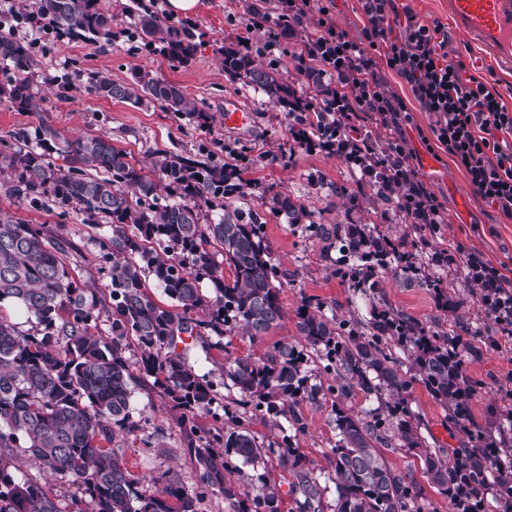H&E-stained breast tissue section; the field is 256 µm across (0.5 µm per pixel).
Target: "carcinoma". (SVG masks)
<instances>
[{
	"label": "carcinoma",
	"mask_w": 512,
	"mask_h": 512,
	"mask_svg": "<svg viewBox=\"0 0 512 512\" xmlns=\"http://www.w3.org/2000/svg\"><path fill=\"white\" fill-rule=\"evenodd\" d=\"M32 8L59 32L92 42L109 39V20L97 0H34ZM144 46L170 62L188 64L196 52L192 29L146 10L136 28ZM224 74L263 91L284 111L299 105L293 88L274 67H264L232 45L217 48ZM0 60L13 68L0 84L4 98L22 112L34 108L30 45L0 36ZM78 81L90 92L122 102L146 99L204 123L210 116L175 83L138 71L130 81L92 72ZM6 192L27 207L50 202L74 211L87 224L107 225L97 241L107 267L109 301L81 279L65 241L44 225L0 213V305L27 315L29 327L0 312V512H202L212 494L224 495L228 512H281L276 483L261 475L245 480L242 466L277 461L292 481L296 512H324V489L295 435L306 424L295 407L336 398V445L329 464L336 499L333 512H430L412 470L390 466L384 452L418 457L422 474L448 499L450 512H512V476L488 482L483 448L512 450V433L491 435L465 428L469 448H434L415 422L407 396L416 382L454 423L470 421L473 381L458 356L459 335L432 331L411 316L377 304L381 239L358 224L336 226V275L356 283L370 309L363 320L328 317L305 301L296 313L299 341L275 342L261 357L233 356L224 336L236 329L252 339L285 319L283 274L265 235L267 217L301 224L305 208L284 192L271 194L265 211L232 205L227 187L241 173L212 162L155 152L147 166L112 145L106 135L67 139L46 123L21 127L0 141V176ZM231 275H224V269ZM208 283L212 295L202 292ZM170 300L160 305L156 294ZM205 330L224 351L218 380L188 364L189 343ZM139 353L127 356L130 347ZM322 360L333 383H309L308 364ZM179 412L199 481L187 491L170 479L154 492L138 490L118 438L138 429L130 410L135 373ZM235 388L242 410L223 405L221 390ZM361 393V411L344 402ZM224 409L228 426L203 430L197 416ZM289 416L294 435L258 442L256 418L279 426ZM44 473L74 486V508L62 506L41 484L18 477L16 449ZM88 505L83 509L80 504Z\"/></svg>",
	"instance_id": "carcinoma-1"
}]
</instances>
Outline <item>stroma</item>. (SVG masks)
<instances>
[{
    "instance_id": "35a3bbf8",
    "label": "stroma",
    "mask_w": 512,
    "mask_h": 512,
    "mask_svg": "<svg viewBox=\"0 0 512 512\" xmlns=\"http://www.w3.org/2000/svg\"><path fill=\"white\" fill-rule=\"evenodd\" d=\"M405 2L423 23L440 21L448 32L450 55L465 63L468 75L495 84L506 105L512 107V70L501 67L454 27L448 16V0ZM252 3L267 13L276 7L275 0H201L200 11L191 18L197 54L188 65L174 68L166 58L146 50L132 36L143 7L152 4L162 12L166 9L164 0H99L102 10L112 18L111 41L65 40L49 43L47 51L36 52L37 64L31 80L37 109L19 112L7 101H0V138H8L16 128L34 127L44 121L67 137L107 135L115 147L129 152L141 165L148 164L151 153L157 151L195 160L208 158L241 170L249 183L242 208L261 209L269 189L274 188L303 204L314 223L329 228L359 224L395 243L412 238V228L373 191L352 194L349 173L335 156L318 147L306 150L295 144L288 131L287 112L274 106L261 90L225 76L217 47L240 44L247 36L252 42L251 55L258 64L279 68L298 95L315 94L312 84L299 74L292 54L301 37L316 34L319 13L308 14L296 36L280 38L278 49L270 51L266 48L267 31L249 34L241 26V18ZM139 69L182 87L199 108L208 112V126L199 128L193 120L175 116L156 102L135 106L83 89L66 92L58 84L63 75L77 71H100L124 80ZM387 78L410 110L406 135L415 153L413 163L418 174L448 211L443 232L428 236L427 253L441 251L454 241L465 252L481 254L512 280V221L472 192L467 173L455 164L444 147L433 139L422 141L421 134L429 129L430 116L420 110L401 77L391 72ZM229 98L237 99L251 113L250 127H225L224 102ZM0 212L44 225L48 233L62 234L70 243L73 258L85 257L90 261L82 272L84 280L92 287L104 285L105 274L93 258L98 253V239L109 235V227L86 224L82 216L62 213L55 207L31 209L18 205L1 180ZM265 234L273 259L285 275L280 300L287 317L258 341L237 331L231 333L232 345L226 352L216 347L213 333H204L187 354L199 374L210 375L217 363L223 362L225 353L259 357L273 342L294 339L296 311L303 299L321 303L328 315L367 313L357 303L351 283L334 275L335 249L327 247L320 238L307 236L302 225L273 218L269 219ZM379 295L387 305L437 330L459 331L475 325L492 332L498 329L465 287L450 292L448 305L442 307L432 289L409 283L403 272L393 268L383 275ZM480 348V355L465 358L466 373L476 383L472 423L493 434L503 414L512 410V337H501L495 347L481 343ZM410 404L431 444L450 449L463 446L465 434L423 386L412 388ZM298 410L306 424L304 434L297 437L299 449L320 476L325 502L334 503L336 489L329 465L330 450L336 442L333 400L326 397L315 404L303 403ZM131 412L141 428L127 436L122 446L132 474L140 481V491L152 492L153 477L164 473L186 488L195 487L198 475L187 440L176 424L175 412L170 411L151 378L137 380L132 390Z\"/></svg>"
}]
</instances>
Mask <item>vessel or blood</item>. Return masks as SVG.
I'll return each instance as SVG.
<instances>
[{
  "instance_id": "b4317fda",
  "label": "vessel or blood",
  "mask_w": 512,
  "mask_h": 512,
  "mask_svg": "<svg viewBox=\"0 0 512 512\" xmlns=\"http://www.w3.org/2000/svg\"><path fill=\"white\" fill-rule=\"evenodd\" d=\"M448 15L456 29L512 68V0H448ZM251 121V113L236 100H226V127L243 128Z\"/></svg>"
}]
</instances>
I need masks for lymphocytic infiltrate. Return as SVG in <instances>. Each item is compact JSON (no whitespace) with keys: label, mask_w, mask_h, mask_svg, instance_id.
I'll return each instance as SVG.
<instances>
[{"label":"lymphocytic infiltrate","mask_w":512,"mask_h":512,"mask_svg":"<svg viewBox=\"0 0 512 512\" xmlns=\"http://www.w3.org/2000/svg\"><path fill=\"white\" fill-rule=\"evenodd\" d=\"M366 25L353 39L327 19L315 0H277L275 15L248 14L246 32L275 23L295 32L311 9L321 14L318 35L302 40L295 54L306 77L330 80L331 97L302 101L291 113L289 133L299 146L320 145L346 165L356 189H369L395 208L403 223L420 233L440 231L448 211L419 179L406 136L410 113L385 73L409 85L422 111L433 117L430 132L466 170L473 193L512 220V109L495 85L463 78L464 62L448 58L443 25H425L396 0H361ZM384 48L383 59L372 51ZM475 286L486 314L512 335V281L475 253L452 245L427 259Z\"/></svg>","instance_id":"f902f5d3"}]
</instances>
